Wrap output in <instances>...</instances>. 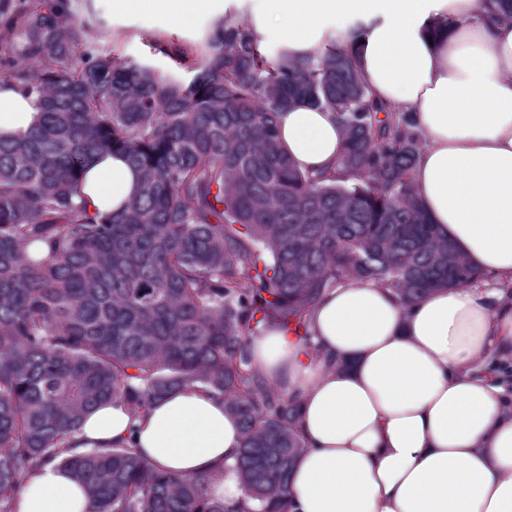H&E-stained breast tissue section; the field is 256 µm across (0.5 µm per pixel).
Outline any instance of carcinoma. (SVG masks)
Returning <instances> with one entry per match:
<instances>
[{
    "mask_svg": "<svg viewBox=\"0 0 512 512\" xmlns=\"http://www.w3.org/2000/svg\"><path fill=\"white\" fill-rule=\"evenodd\" d=\"M78 2L0 0L3 80L43 114L0 136V512L51 462L86 512H289L300 402L262 381L251 338L276 326L311 343L309 314L340 280L411 305L478 275L416 196L413 119L372 98L340 43L271 56L231 14L185 78L99 50ZM298 105L336 113L345 175L291 162L277 124ZM112 152L143 179L102 217L80 174ZM186 386L239 421L233 470L252 505L230 508L214 477L161 472L132 445L74 448L96 406L138 416Z\"/></svg>",
    "mask_w": 512,
    "mask_h": 512,
    "instance_id": "obj_1",
    "label": "carcinoma"
}]
</instances>
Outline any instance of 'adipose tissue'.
<instances>
[{
    "mask_svg": "<svg viewBox=\"0 0 512 512\" xmlns=\"http://www.w3.org/2000/svg\"><path fill=\"white\" fill-rule=\"evenodd\" d=\"M251 27H279L288 49L320 53L331 19L353 16L342 46L374 98L407 112L425 144L417 195L477 283L432 291L413 305L376 280L330 288L310 315L311 347L276 328L253 337L267 385L300 402L306 448L290 480L294 512H512V17L496 0H264ZM36 95L0 88V133L26 135ZM279 137L305 172L337 164L333 112L298 106ZM83 192L119 211L141 175L119 154L95 156ZM82 448L135 442L157 469L214 476L215 495L244 493L231 469L242 446L221 398L189 386L141 417L103 404ZM82 488L49 465L24 478L17 512H85Z\"/></svg>",
    "mask_w": 512,
    "mask_h": 512,
    "instance_id": "1",
    "label": "adipose tissue"
}]
</instances>
